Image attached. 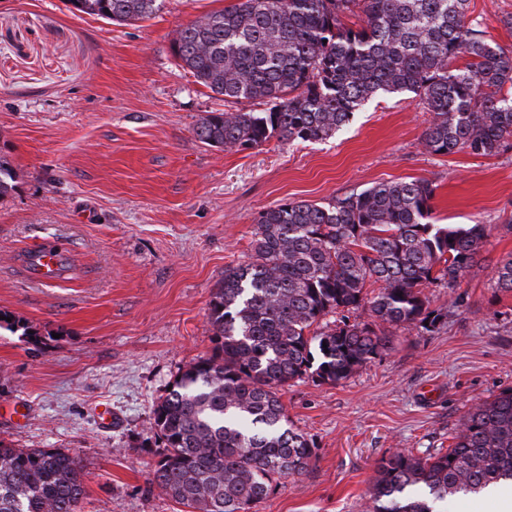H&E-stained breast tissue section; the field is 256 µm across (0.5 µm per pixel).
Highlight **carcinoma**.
Returning <instances> with one entry per match:
<instances>
[{"mask_svg":"<svg viewBox=\"0 0 512 512\" xmlns=\"http://www.w3.org/2000/svg\"><path fill=\"white\" fill-rule=\"evenodd\" d=\"M68 2L118 23L159 9L158 0ZM469 4L237 0L211 12L172 44L195 82L224 97L226 109L202 117L196 135L238 152L273 137L325 140L377 94L412 93L431 114L428 152L512 150V49L467 18ZM255 100L265 108H243ZM436 189L425 178L382 182L260 213L248 261L224 270L210 300L212 354L181 370L154 405L165 453L152 486L187 512H252L280 480L309 470L316 446L288 425L285 387L306 375L345 381L390 348L394 330L438 328L445 314L425 288H453L478 263L490 225L435 223ZM494 279L512 291L511 256ZM361 309L372 322H350ZM376 473L368 512H438L451 495L512 481V389L471 408L446 451H396ZM85 494L76 456L0 441V512H81Z\"/></svg>","mask_w":512,"mask_h":512,"instance_id":"obj_1","label":"carcinoma"}]
</instances>
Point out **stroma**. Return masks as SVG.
Instances as JSON below:
<instances>
[{"mask_svg":"<svg viewBox=\"0 0 512 512\" xmlns=\"http://www.w3.org/2000/svg\"><path fill=\"white\" fill-rule=\"evenodd\" d=\"M232 2L163 0L150 19L118 25L66 0H0V157L13 176L0 196V312L13 321L0 328V440L77 456L82 512H182L148 484L165 452L153 406L210 354L211 296L247 260L259 213L285 200L424 177L440 223L492 231L454 288H427L448 313L438 329L395 331L339 384L285 389L317 456L256 512H366L381 457L447 450L472 407L512 389V291L493 280L512 255V151L427 152L431 116L408 94L376 96L323 141L202 143L196 125L224 99L171 45ZM469 16L512 47V0H471ZM43 244L66 268L41 283L21 257Z\"/></svg>","mask_w":512,"mask_h":512,"instance_id":"stroma-1","label":"stroma"}]
</instances>
